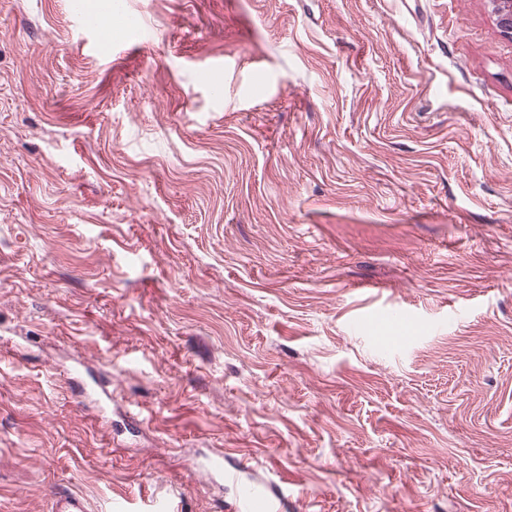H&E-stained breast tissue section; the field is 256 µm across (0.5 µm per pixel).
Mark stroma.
Segmentation results:
<instances>
[{"label": "stroma", "mask_w": 512, "mask_h": 512, "mask_svg": "<svg viewBox=\"0 0 512 512\" xmlns=\"http://www.w3.org/2000/svg\"><path fill=\"white\" fill-rule=\"evenodd\" d=\"M70 3L0 0V512H512L490 0ZM83 27L92 30L99 35V44L109 50H112V32L115 27H123L124 19L117 17L105 25H102L97 19L85 16L82 18ZM230 511L233 512H280L283 510V497L270 494L258 485L245 486L234 502ZM50 508L51 512H89L86 500L71 492L57 493Z\"/></svg>", "instance_id": "stroma-1"}]
</instances>
